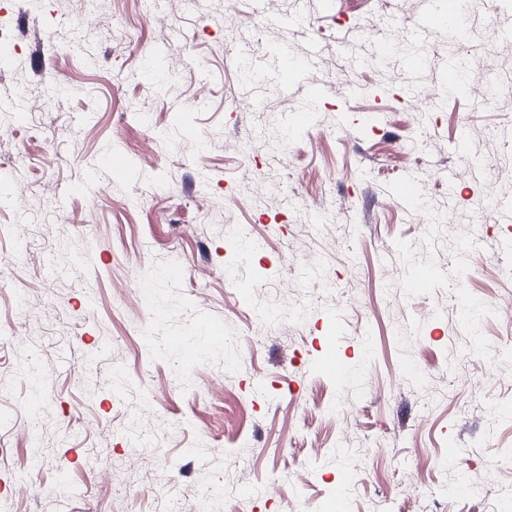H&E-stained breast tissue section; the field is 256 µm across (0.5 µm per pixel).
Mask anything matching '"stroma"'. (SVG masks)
<instances>
[{
	"label": "stroma",
	"instance_id": "35a3bbf8",
	"mask_svg": "<svg viewBox=\"0 0 512 512\" xmlns=\"http://www.w3.org/2000/svg\"><path fill=\"white\" fill-rule=\"evenodd\" d=\"M447 2L0 0V512H512V0L413 32ZM452 61L481 80L425 109ZM420 266L439 287L405 294ZM331 338L354 384L320 370ZM421 192L420 183L412 176H405L394 183V193L398 201L416 205Z\"/></svg>",
	"mask_w": 512,
	"mask_h": 512
}]
</instances>
